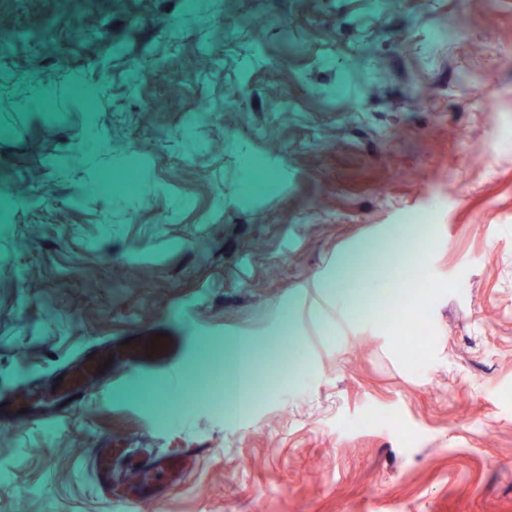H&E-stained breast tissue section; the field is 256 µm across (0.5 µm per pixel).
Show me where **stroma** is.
Wrapping results in <instances>:
<instances>
[{
	"instance_id": "35a3bbf8",
	"label": "stroma",
	"mask_w": 512,
	"mask_h": 512,
	"mask_svg": "<svg viewBox=\"0 0 512 512\" xmlns=\"http://www.w3.org/2000/svg\"><path fill=\"white\" fill-rule=\"evenodd\" d=\"M205 2L0 0V512H512V0ZM359 265L357 253L348 254L338 263L334 284L330 286L336 292V301L346 304L357 292ZM224 369V350L223 348L205 347L200 362V370L204 376L205 382L214 381L220 372Z\"/></svg>"
}]
</instances>
